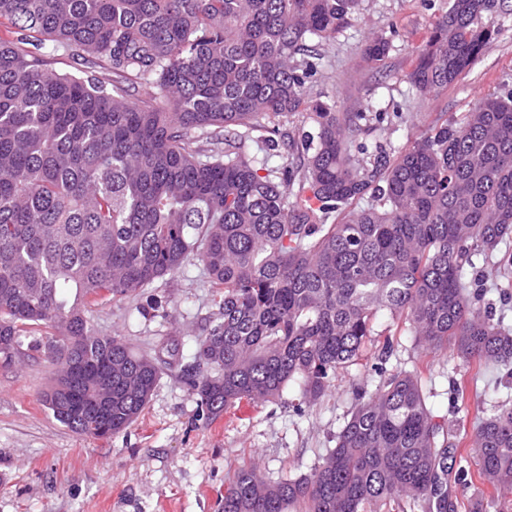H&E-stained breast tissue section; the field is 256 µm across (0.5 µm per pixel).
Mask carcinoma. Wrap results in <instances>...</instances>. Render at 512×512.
Masks as SVG:
<instances>
[{"mask_svg": "<svg viewBox=\"0 0 512 512\" xmlns=\"http://www.w3.org/2000/svg\"><path fill=\"white\" fill-rule=\"evenodd\" d=\"M361 0H0L15 38L0 40V358L73 345L77 366L44 403L73 431L129 428L159 378L156 359L88 315L106 295L130 299L185 264L217 289L187 376L207 417L236 403L282 399L299 382L298 413L339 371L380 346L375 389L310 473L278 481L242 466L222 512H448V476L468 484L418 372L387 368L393 342L379 317L468 362L512 359V326L495 316L465 266L499 255L512 284V88L444 122L392 157L353 158L360 112L307 104L326 41ZM512 13L503 0H449L406 80L422 98L457 84ZM44 35L79 51L87 69L152 79L164 101L134 102L94 75L44 68ZM370 41L365 57L385 59ZM304 59L297 60V55ZM312 109L316 142L288 141L295 166L265 170L238 152L239 129ZM200 130L211 148L194 145ZM266 174H261V171ZM295 201L287 203V194ZM370 198L366 207L356 203ZM478 477L512 492V404L478 418Z\"/></svg>", "mask_w": 512, "mask_h": 512, "instance_id": "1", "label": "carcinoma"}]
</instances>
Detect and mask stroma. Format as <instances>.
<instances>
[{
  "label": "stroma",
  "mask_w": 512,
  "mask_h": 512,
  "mask_svg": "<svg viewBox=\"0 0 512 512\" xmlns=\"http://www.w3.org/2000/svg\"><path fill=\"white\" fill-rule=\"evenodd\" d=\"M448 10V0H363L330 41L310 78L311 99L339 112L366 118L356 145L369 153L400 148L434 124L457 120L500 84L512 86V16L457 85L421 99L407 83L414 50ZM389 36L384 62L366 60L371 38ZM299 140L315 135L307 110L265 118L242 140L247 156L268 168L283 164L267 151L273 130ZM215 290L200 266L186 264L134 299H100L92 319L103 336L118 335L162 365L151 399L128 429L99 439L57 421L43 402L57 365L30 351L12 364L0 362V512H219L224 490L238 469L255 465L268 480L310 472L335 445V435L355 405L353 389L375 386L368 362L341 372L330 396L295 413L298 385L289 384L283 403L257 407L243 401L218 418H207L182 376L193 364L210 321L218 316ZM390 365L418 371L434 421L447 425L456 448L470 447L479 407L512 400L507 368L463 362L446 352L427 353L402 329ZM486 512H512V493L481 484H449L454 512H468L475 495Z\"/></svg>",
  "instance_id": "obj_1"
}]
</instances>
